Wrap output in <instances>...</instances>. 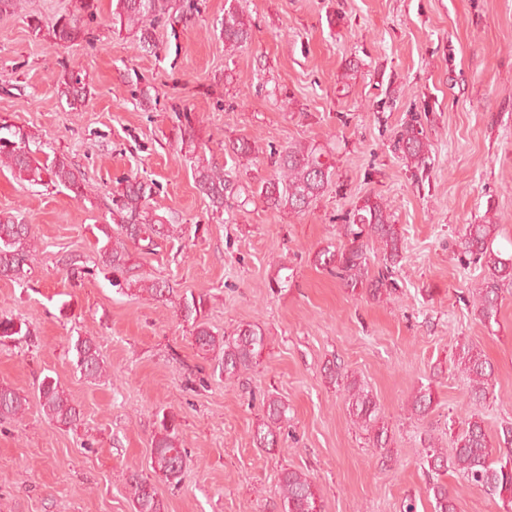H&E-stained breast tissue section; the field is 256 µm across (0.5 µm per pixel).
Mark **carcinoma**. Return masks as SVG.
<instances>
[{"instance_id": "cac0c4a2", "label": "carcinoma", "mask_w": 512, "mask_h": 512, "mask_svg": "<svg viewBox=\"0 0 512 512\" xmlns=\"http://www.w3.org/2000/svg\"><path fill=\"white\" fill-rule=\"evenodd\" d=\"M237 0H226L220 34L224 51L229 55L244 49L252 41L249 22L236 5ZM96 0H76L75 13L47 24L55 44L66 46L84 40L90 34V24L97 17ZM183 16L200 12L197 0H112V32H131L138 38V47L158 54L155 29L175 13ZM59 98L76 109L84 105L88 94L86 75L68 71L57 81ZM174 135L181 147L194 155L193 178L199 191L209 200L214 213L235 203L246 204L250 197H259L267 207L300 214L307 211L325 192L331 177L330 165L322 160L323 153L310 144L297 143L281 152L273 153L274 175L259 183L246 194L224 167L207 159L206 141L200 137L191 113L176 114ZM0 167L7 168L17 179L30 184L51 183L62 187L76 200L87 195V183L80 168L64 152H46L35 134L22 127L0 124ZM398 148L410 162L425 163L427 144L421 132L411 124L398 139ZM155 183L128 176L116 181L112 189L110 224L95 225L94 247L104 270L112 274V286L120 289L136 288L151 298L174 305L183 321L193 327L197 350L217 360L216 369L226 380L236 378L260 362L267 346L264 332L248 325L230 335L218 336L204 320V298L180 295L165 280L145 277L131 278L138 268L140 256L154 254L165 243L183 240L185 225L173 224L160 212L154 201ZM339 234L345 238L340 246L323 248L315 253L314 263L335 276L352 293L380 298L391 281L393 268L402 259L403 239L382 199L367 195L355 206ZM500 236L498 224H466L461 230L462 254L487 269V274L472 292L475 310L484 323L496 320L498 302L503 288L512 286V255L506 257L494 247ZM36 236L29 224H24L9 213L0 214V278L19 279L33 260ZM378 244L383 250L385 266L371 274L368 252ZM31 335L23 329V322L12 317H0V343L18 336ZM71 349L75 352L76 368L85 378L96 380L104 375V362L96 341L90 336H79ZM457 366L466 375V397L477 406L490 395L492 370L483 351L476 345L462 346ZM347 406L350 417L360 427L373 433L378 448L389 443L388 429L381 424L374 397L355 378L346 380ZM38 399L43 413L50 421L69 428L81 424L82 413L69 397L61 382L46 376L38 385ZM434 398L430 385H419L410 400V413L427 414ZM28 406V399L12 386L0 383V417L20 420ZM286 418V406L277 397L266 402L264 416L253 431V441L259 448L277 445V429ZM455 448L447 454L429 443L424 449L428 472L440 476L448 471L458 473L465 482L483 490L501 501L502 512H512V451L494 457L481 419L472 415L454 440ZM186 453L180 448L176 420L163 415L152 439L150 467L169 482H179L185 467ZM126 483L132 498L134 512H164L162 500L155 487L138 472L127 475ZM283 512H321V496L313 480L304 472L285 469L279 478ZM433 512H460L458 498L448 485L436 479L427 486Z\"/></svg>"}]
</instances>
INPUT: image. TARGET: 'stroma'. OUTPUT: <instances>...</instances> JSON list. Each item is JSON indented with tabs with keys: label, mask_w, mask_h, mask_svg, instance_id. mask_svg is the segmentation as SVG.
Returning <instances> with one entry per match:
<instances>
[{
	"label": "stroma",
	"mask_w": 512,
	"mask_h": 512,
	"mask_svg": "<svg viewBox=\"0 0 512 512\" xmlns=\"http://www.w3.org/2000/svg\"><path fill=\"white\" fill-rule=\"evenodd\" d=\"M226 0L161 24L159 54L114 34L111 0H99L93 42L62 47L38 19L68 14L73 0H25L0 16V120L37 133L86 175L88 200L17 180L0 168V212L33 225L38 251L28 277L0 279V316L26 320L29 337L0 344V383L26 395L22 421L0 418V512H133L123 475H151V441L162 414L175 415L187 454L179 483L155 479L165 512H280L279 476L313 478L323 512H432L422 464L429 441L478 414L495 448L512 427V287L488 326L471 292L480 264L463 259V225L492 220L497 244L512 242V0H239L251 44L224 52L213 28ZM67 70L89 75L84 107L56 92ZM150 87L152 101L138 92ZM203 121L209 156L246 188L272 173L270 154L302 142L333 164L331 182L303 214L260 199L212 216L193 164L175 142V114ZM417 121L425 165L395 148ZM247 138L255 159L232 162L224 147ZM154 181L155 199L182 242L143 256L136 276L204 296L216 335L259 326L267 347L258 366L227 381L198 354L192 328L172 305L133 290L117 293L96 263L93 225L104 223L115 181ZM380 196L404 237L395 287L380 299L357 295L316 266L339 246L340 224L366 195ZM80 258L82 272L62 262ZM287 264L293 278L269 281ZM94 337L106 374L81 377L70 350ZM483 349L492 393L468 406L454 359L460 343ZM340 366L375 398L387 448L355 425ZM58 379L83 421L50 422L38 379ZM432 411L409 415L420 384ZM288 406L277 447L252 432L269 396Z\"/></svg>",
	"instance_id": "obj_1"
}]
</instances>
